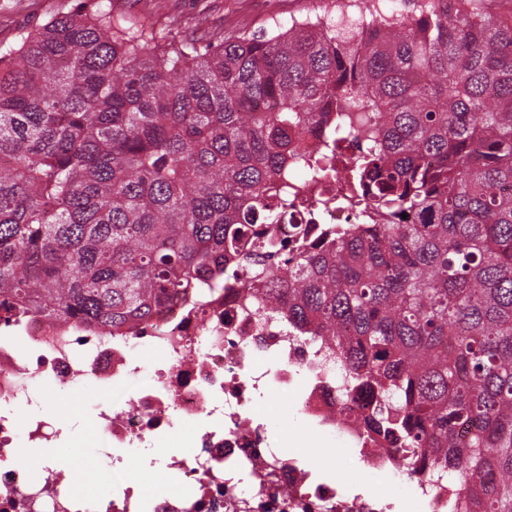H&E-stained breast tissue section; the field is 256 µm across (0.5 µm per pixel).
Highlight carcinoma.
Masks as SVG:
<instances>
[{
    "label": "carcinoma",
    "instance_id": "obj_1",
    "mask_svg": "<svg viewBox=\"0 0 512 512\" xmlns=\"http://www.w3.org/2000/svg\"><path fill=\"white\" fill-rule=\"evenodd\" d=\"M1 158V321L121 335L240 266L367 433L512 512V15L355 0L214 43L96 0L0 43ZM334 162L383 223L264 229Z\"/></svg>",
    "mask_w": 512,
    "mask_h": 512
}]
</instances>
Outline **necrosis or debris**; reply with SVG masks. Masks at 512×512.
Listing matches in <instances>:
<instances>
[{
    "mask_svg": "<svg viewBox=\"0 0 512 512\" xmlns=\"http://www.w3.org/2000/svg\"><path fill=\"white\" fill-rule=\"evenodd\" d=\"M335 200L325 211L302 204L275 225L282 237L296 224H353L356 210ZM232 285L213 295L177 300L136 335L101 336L82 325L40 317L19 326L0 323V512H392L391 497L353 493L320 482L311 459L290 457L273 443L261 398L296 407L300 437L313 436L353 455L372 476L395 480L393 494L421 500L427 512H448V487L432 470L414 471L403 452L369 439L358 425L356 400L341 390L336 361L319 344L289 334L285 323L260 320ZM24 336L19 351L12 335ZM92 382L125 392L127 400L95 407V425L113 457L112 483L75 491L68 468L19 459V441L50 447L64 424L33 410L46 390L71 392ZM31 413L19 417L18 403ZM196 432L192 451L165 459L178 488L144 495L124 477L125 453L154 447L181 425Z\"/></svg>",
    "mask_w": 512,
    "mask_h": 512,
    "instance_id": "necrosis-or-debris-1",
    "label": "necrosis or debris"
}]
</instances>
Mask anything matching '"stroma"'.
<instances>
[{"label": "stroma", "mask_w": 512, "mask_h": 512, "mask_svg": "<svg viewBox=\"0 0 512 512\" xmlns=\"http://www.w3.org/2000/svg\"><path fill=\"white\" fill-rule=\"evenodd\" d=\"M90 4L91 0H0V41L13 40L19 32L37 29L51 18L87 10ZM112 7L117 12L145 16L156 31L169 37L193 32L212 38L230 37L242 29L257 33L269 28L276 18L287 21L338 12L336 0H112ZM111 401V393L94 384L84 386L74 395L53 392L46 398L45 414L55 415L74 429L69 440L58 444L51 454L66 463L76 457L83 460V473L71 477L77 490L89 487V474L106 479L112 473L109 461L99 454L102 439L93 426L92 411L95 404ZM260 409L272 415L270 432L279 440L284 453L317 457L326 476L335 477L342 470L350 489H370V482L355 462L345 463L339 455L320 453L315 444L297 441L286 431L288 420L296 416L288 400L270 397L261 403Z\"/></svg>", "instance_id": "stroma-1"}]
</instances>
